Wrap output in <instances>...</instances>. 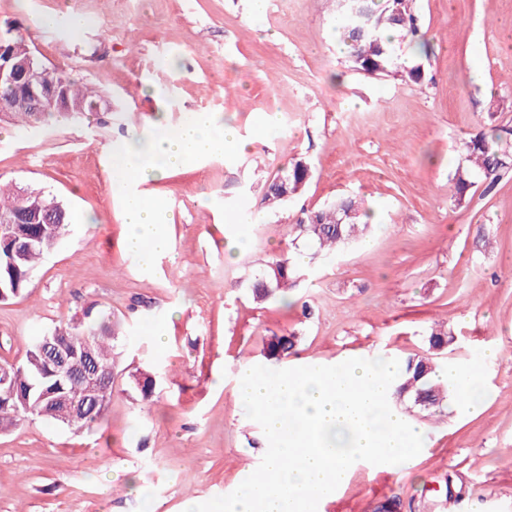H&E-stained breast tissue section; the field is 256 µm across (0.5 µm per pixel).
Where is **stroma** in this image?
<instances>
[{
	"label": "stroma",
	"mask_w": 512,
	"mask_h": 512,
	"mask_svg": "<svg viewBox=\"0 0 512 512\" xmlns=\"http://www.w3.org/2000/svg\"><path fill=\"white\" fill-rule=\"evenodd\" d=\"M416 8L431 45L418 84L352 70L334 0L258 17L251 0H0V29L112 106L49 128L0 124V180L91 218L69 224L27 292L0 303V363H22L37 337L90 309L122 323V366L170 373L152 404L117 376L100 428L37 418L0 433V512H183L187 499L229 494L268 448L233 392L240 363L266 365L269 336L295 329L294 364L332 366L423 352L435 321L458 337L445 364H479L480 397L440 417L410 413L421 452L399 470L357 466L323 512H374L394 495L405 512H512V176L489 193L476 182L462 202L453 181L464 139L512 129V0ZM69 13L89 20L75 38ZM160 109L172 127L207 113L251 145L142 184L172 249L147 272L102 173L108 148ZM267 114L277 126L264 134ZM298 160L306 186L268 209V184ZM346 193L376 216L366 245L336 256L296 240L293 225ZM232 234L244 246L231 256ZM282 253L305 276L288 303L255 304L249 281Z\"/></svg>",
	"instance_id": "1"
}]
</instances>
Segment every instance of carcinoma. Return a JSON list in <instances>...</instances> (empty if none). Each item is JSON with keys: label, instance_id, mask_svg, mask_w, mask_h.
Instances as JSON below:
<instances>
[{"label": "carcinoma", "instance_id": "1", "mask_svg": "<svg viewBox=\"0 0 512 512\" xmlns=\"http://www.w3.org/2000/svg\"><path fill=\"white\" fill-rule=\"evenodd\" d=\"M368 32L362 34L355 24L340 20L342 37L349 47L348 61L353 70L366 75L376 74L396 80L419 83L424 78L419 65L406 66L403 51L428 55L430 44L422 30L415 9V0H359ZM0 46L23 58L32 52L20 35L7 31L0 35ZM50 83L61 86L70 111L53 108L35 112L13 107V101L25 93L18 86L0 85V121L26 128L34 127L57 115L74 118L90 112H107L109 108L98 91L74 81L65 68L52 66L47 73ZM465 163L454 173L456 200L464 201L473 186V175L481 174L486 190L492 191L503 176L512 173V151L500 142V136L487 138L478 133L463 141ZM307 182L304 162L297 161L269 184L265 202L277 209L301 191ZM361 203L351 197L339 198L310 212L297 224L298 235L317 250L337 252L367 238L368 225L362 223ZM10 218L11 237L0 235V302L25 293L37 262L51 252L63 235L69 214L57 197L40 189L21 188L0 180V218ZM301 270L289 258L272 257L260 276L251 280L252 298L265 302L294 286ZM120 338L110 318H71L54 327L26 350L19 365H0V431L16 427L29 416L43 418L75 431L91 430L102 423L112 399V387L118 375L114 342ZM53 346L83 358L90 372L108 378L106 391L96 405L85 402L84 382L65 376L59 363L47 349ZM297 332L285 331L271 336L265 348L266 358L281 362L296 354ZM426 353L408 357L396 392L409 397L413 405L429 415L444 411L450 393L457 391L451 383L437 378L434 357L454 350L456 336L444 323H435L427 330ZM134 388L143 399L160 397L167 382V373L148 368L132 375ZM85 403L73 410L65 402Z\"/></svg>", "mask_w": 512, "mask_h": 512}]
</instances>
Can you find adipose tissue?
Instances as JSON below:
<instances>
[{"mask_svg":"<svg viewBox=\"0 0 512 512\" xmlns=\"http://www.w3.org/2000/svg\"><path fill=\"white\" fill-rule=\"evenodd\" d=\"M229 144L241 150L247 146L233 126L193 112L178 128L159 124L152 132L131 134L127 141L112 146L109 154L116 171L112 192L119 197L131 228L127 247L144 268H151L158 256L168 252L169 239L162 229L159 202L141 192L140 184L164 171L196 165Z\"/></svg>","mask_w":512,"mask_h":512,"instance_id":"1","label":"adipose tissue"}]
</instances>
